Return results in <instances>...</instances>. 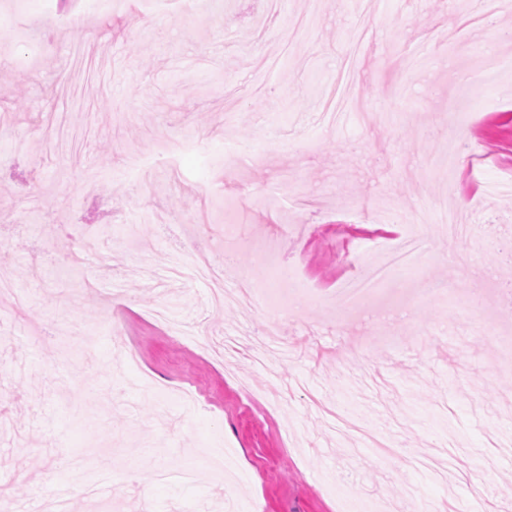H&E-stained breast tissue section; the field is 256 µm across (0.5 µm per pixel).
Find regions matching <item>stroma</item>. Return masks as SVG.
Here are the masks:
<instances>
[{
  "label": "stroma",
  "instance_id": "obj_1",
  "mask_svg": "<svg viewBox=\"0 0 512 512\" xmlns=\"http://www.w3.org/2000/svg\"><path fill=\"white\" fill-rule=\"evenodd\" d=\"M210 0L196 18L174 0L81 15L69 41L18 61L0 39V502L42 512L62 476L78 512H432L489 501L512 512V333L489 341L469 300L500 316L512 288V66L469 85L490 51L512 55V0L437 41L456 0ZM63 13V14H66ZM63 14L0 0V36L50 38ZM427 57L416 68L414 57ZM457 142V160L433 156ZM235 143L252 157L226 152ZM166 164L113 179L144 154ZM468 168H461L460 158ZM459 203L471 238L436 223L403 301L337 324L328 304L366 243L355 224L402 228L421 199ZM238 217L237 265L258 302L213 304L174 277L196 225ZM136 212L140 221L126 220ZM292 228L280 238V225ZM279 242L283 264L319 293L280 314L249 257ZM442 291L428 295L432 286ZM240 344L215 353L223 335ZM338 417L370 425L379 456ZM221 448L231 474L185 476Z\"/></svg>",
  "mask_w": 512,
  "mask_h": 512
}]
</instances>
